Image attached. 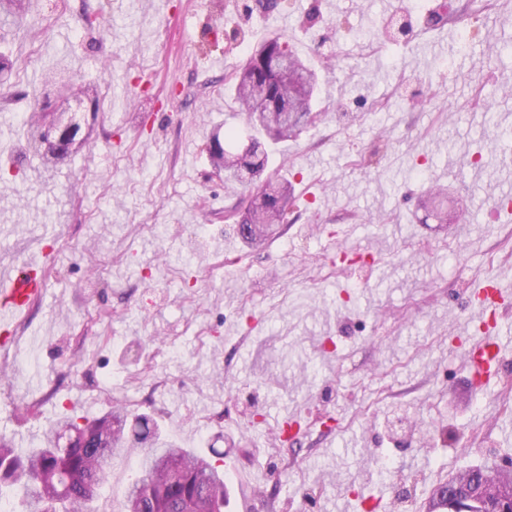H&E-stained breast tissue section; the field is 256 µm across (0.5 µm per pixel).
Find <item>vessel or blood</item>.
I'll return each instance as SVG.
<instances>
[{"label": "vessel or blood", "mask_w": 512, "mask_h": 512, "mask_svg": "<svg viewBox=\"0 0 512 512\" xmlns=\"http://www.w3.org/2000/svg\"><path fill=\"white\" fill-rule=\"evenodd\" d=\"M38 258L17 269H0V343L10 344L9 329L15 317L26 312L44 292L37 275ZM512 302V284L493 278L479 282L474 290L471 316L480 323L482 335L467 350V365L474 381L487 379L493 366L503 359L505 346L494 320L498 308Z\"/></svg>", "instance_id": "1"}]
</instances>
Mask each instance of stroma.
I'll return each instance as SVG.
<instances>
[{
  "label": "stroma",
  "instance_id": "35a3bbf8",
  "mask_svg": "<svg viewBox=\"0 0 512 512\" xmlns=\"http://www.w3.org/2000/svg\"><path fill=\"white\" fill-rule=\"evenodd\" d=\"M129 3L0 25V266L41 243L49 271L18 321L38 349L0 362V433L28 438L72 398L93 418L132 396L165 441L260 480L251 512H424L435 484L512 459V359L479 389L464 357L474 286L512 279V0ZM442 3L459 20L432 22ZM279 16L325 117L270 145L298 204L256 248L224 219L236 198L207 148L235 110L225 74ZM61 56L99 87L89 139L53 169L17 167L28 118L60 105L40 76ZM438 184L445 230L418 206ZM135 469L112 460L96 512H123Z\"/></svg>",
  "mask_w": 512,
  "mask_h": 512
}]
</instances>
